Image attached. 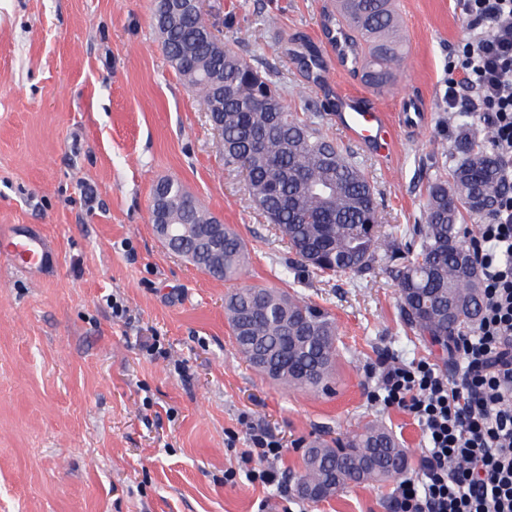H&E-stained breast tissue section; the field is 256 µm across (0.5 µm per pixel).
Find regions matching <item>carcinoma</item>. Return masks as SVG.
<instances>
[{
	"mask_svg": "<svg viewBox=\"0 0 512 512\" xmlns=\"http://www.w3.org/2000/svg\"><path fill=\"white\" fill-rule=\"evenodd\" d=\"M338 21L365 83L394 80L404 54L392 0H340ZM164 54L206 112L224 119V166L246 170L250 194L287 240L301 266L315 275H364L384 259L399 291L405 320L443 348L459 329L477 322L481 284L457 224L467 211L491 213L505 190L499 162L482 133L462 129L455 143L461 161L452 180L428 185L423 224L401 249L379 246L373 188L333 140L308 119L288 110L277 87L248 59L222 41L207 40L210 23L183 0H158ZM190 262L213 277L236 279L247 264L238 234L224 227V258L214 263L199 248ZM236 346L269 379L314 389L334 375L338 346L331 314L297 294L264 285L234 289L224 304ZM295 337L283 350L284 335ZM299 480L327 498L349 483L378 484L402 474L408 458L393 434L372 422L344 441L307 448Z\"/></svg>",
	"mask_w": 512,
	"mask_h": 512,
	"instance_id": "carcinoma-1",
	"label": "carcinoma"
}]
</instances>
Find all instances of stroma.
<instances>
[{
	"instance_id": "35a3bbf8",
	"label": "stroma",
	"mask_w": 512,
	"mask_h": 512,
	"mask_svg": "<svg viewBox=\"0 0 512 512\" xmlns=\"http://www.w3.org/2000/svg\"><path fill=\"white\" fill-rule=\"evenodd\" d=\"M395 2L405 64L380 93L329 58L336 0H206V9L228 45L262 59L289 111L347 149L374 188L384 240L399 242L421 219L428 183L450 179L455 141L477 115L443 99L467 25L456 0ZM156 4L0 0V229L38 230L55 257L34 279L0 263V512H394L393 480L288 499L310 444L374 421L414 475L424 440L412 417L370 402L378 364L426 359L452 377L460 360L403 322L385 264L327 277L295 265L167 61ZM269 18L277 26L267 32ZM340 91L385 112L418 104L426 120L396 128L390 152L375 153L338 126ZM167 179L242 238L241 281L211 277L159 240L151 198ZM241 283L332 314L330 391L282 387L245 361L224 313ZM257 431L282 445L281 484L247 477L241 456Z\"/></svg>"
}]
</instances>
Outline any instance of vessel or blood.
I'll return each instance as SVG.
<instances>
[{
  "label": "vessel or blood",
  "instance_id": "obj_1",
  "mask_svg": "<svg viewBox=\"0 0 512 512\" xmlns=\"http://www.w3.org/2000/svg\"><path fill=\"white\" fill-rule=\"evenodd\" d=\"M336 117L355 141L371 145L380 153L389 149L393 121L386 113L366 109L361 97L337 95ZM52 260V251L42 236L31 233H0V261L15 270L26 273L48 266Z\"/></svg>",
  "mask_w": 512,
  "mask_h": 512
}]
</instances>
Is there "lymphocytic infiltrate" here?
<instances>
[{
    "label": "lymphocytic infiltrate",
    "instance_id": "obj_1",
    "mask_svg": "<svg viewBox=\"0 0 512 512\" xmlns=\"http://www.w3.org/2000/svg\"><path fill=\"white\" fill-rule=\"evenodd\" d=\"M467 33L448 63L444 98L467 89L492 133L507 189L472 233L482 312L472 335L456 337L463 369L451 379L434 364H381L373 402L404 411L425 443L415 476L399 481L396 512H512V0H460Z\"/></svg>",
    "mask_w": 512,
    "mask_h": 512
}]
</instances>
